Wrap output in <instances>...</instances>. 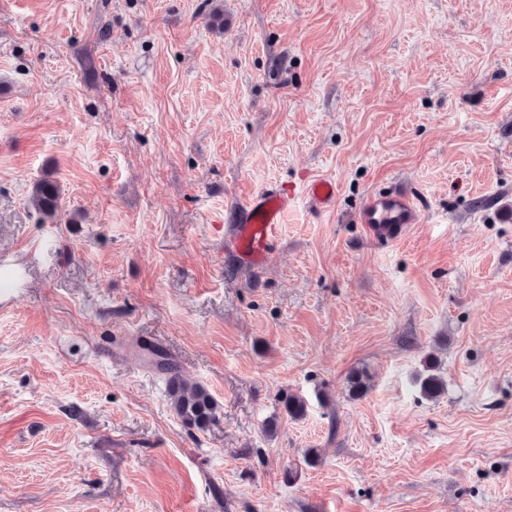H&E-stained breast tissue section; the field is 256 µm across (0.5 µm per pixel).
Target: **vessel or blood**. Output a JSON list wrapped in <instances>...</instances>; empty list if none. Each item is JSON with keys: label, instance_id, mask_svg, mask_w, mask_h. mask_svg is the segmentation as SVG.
<instances>
[{"label": "vessel or blood", "instance_id": "b4317fda", "mask_svg": "<svg viewBox=\"0 0 512 512\" xmlns=\"http://www.w3.org/2000/svg\"><path fill=\"white\" fill-rule=\"evenodd\" d=\"M339 187L335 180L317 178L305 193L315 207H334ZM297 204L288 189L270 186L250 193L237 207L238 221L224 230V250L238 263L263 266L269 263L280 243V227ZM367 234L375 239L396 242L404 239L412 225L422 223L418 199L407 192L370 196L358 214Z\"/></svg>", "mask_w": 512, "mask_h": 512}]
</instances>
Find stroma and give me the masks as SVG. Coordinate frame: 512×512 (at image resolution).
Masks as SVG:
<instances>
[{"label": "stroma", "mask_w": 512, "mask_h": 512, "mask_svg": "<svg viewBox=\"0 0 512 512\" xmlns=\"http://www.w3.org/2000/svg\"><path fill=\"white\" fill-rule=\"evenodd\" d=\"M396 189L423 223L370 239ZM0 512H512V0H0ZM60 190L57 182L46 176L34 186L32 205L48 219H56L60 212ZM338 191L336 181L327 178L314 179L305 188L306 196L322 211H328L334 207ZM297 204L288 189L270 186L250 193L238 206L237 224L224 230V250L238 263L263 266L278 251L280 227ZM357 220L370 237L396 242L407 236L413 224L422 223L423 210L407 192L375 194L366 200ZM424 363V373H421L419 378L420 391L428 399H437L445 392L446 383L433 360L428 358ZM163 369L171 405L176 417L188 430L204 432L218 423L223 407L200 383L188 381L169 362Z\"/></svg>", "instance_id": "obj_1"}]
</instances>
